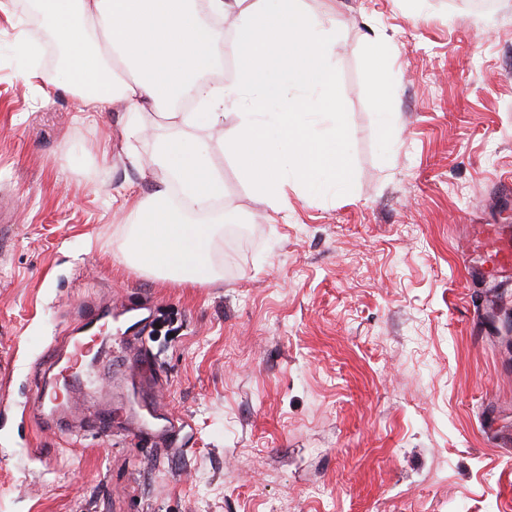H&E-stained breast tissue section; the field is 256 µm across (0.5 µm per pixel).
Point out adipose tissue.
Here are the masks:
<instances>
[{
	"label": "adipose tissue",
	"mask_w": 512,
	"mask_h": 512,
	"mask_svg": "<svg viewBox=\"0 0 512 512\" xmlns=\"http://www.w3.org/2000/svg\"><path fill=\"white\" fill-rule=\"evenodd\" d=\"M31 2L63 57L57 70L37 72L44 85L62 87L90 110L117 99L136 111L182 97L199 105L167 115L170 134L154 156L166 180L137 204L143 219L124 252L128 263L160 279L213 278L210 248L224 218L208 212L224 196V177L212 165L209 143L186 131L223 122L244 89L254 95L227 141L244 178L277 211L285 204L279 191L291 182H304L314 196L335 194L342 179L332 157L342 147L343 121L325 49L336 32L301 12L298 0H206L210 16H238V78L231 85L195 77L199 68L213 72L219 39L187 0ZM279 18L287 25L266 45L259 22ZM289 126L305 133V145L285 136Z\"/></svg>",
	"instance_id": "adipose-tissue-1"
}]
</instances>
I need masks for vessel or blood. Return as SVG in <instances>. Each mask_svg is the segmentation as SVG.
Returning <instances> with one entry per match:
<instances>
[{
    "label": "vessel or blood",
    "instance_id": "b4317fda",
    "mask_svg": "<svg viewBox=\"0 0 512 512\" xmlns=\"http://www.w3.org/2000/svg\"><path fill=\"white\" fill-rule=\"evenodd\" d=\"M469 273L481 281H512V226L479 224L474 228L473 254ZM108 317L96 306H85L79 319L76 335L67 337L64 344L46 348L39 363V378L33 417L40 428L78 437L93 432L103 438L112 436V406L97 402L93 413L79 416L75 410L90 399L93 387H105L112 379L111 366L100 370L87 369L88 360L107 358L113 346L122 350L124 370L137 375L145 384H153L157 367L153 352L143 332L147 320H139L131 333L116 336L99 335L98 330ZM181 427L177 419H168L159 435L142 433L135 441L149 452L180 450Z\"/></svg>",
    "mask_w": 512,
    "mask_h": 512
}]
</instances>
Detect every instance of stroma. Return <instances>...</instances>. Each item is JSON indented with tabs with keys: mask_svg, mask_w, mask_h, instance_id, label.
I'll use <instances>...</instances> for the list:
<instances>
[{
	"mask_svg": "<svg viewBox=\"0 0 512 512\" xmlns=\"http://www.w3.org/2000/svg\"><path fill=\"white\" fill-rule=\"evenodd\" d=\"M335 18L327 49L345 131L340 194L285 186L274 211L224 136L207 139L240 233L211 245L217 281H160L122 253L167 121L84 111L21 75L53 42L30 0H0V512H512V285L465 270L467 223L512 224V0H299ZM398 121L384 137L373 42ZM39 44L35 56L17 47ZM141 298L157 402L112 377V417H184L181 451L78 442L30 418L33 368L81 306Z\"/></svg>",
	"mask_w": 512,
	"mask_h": 512,
	"instance_id": "obj_1",
	"label": "stroma"
}]
</instances>
